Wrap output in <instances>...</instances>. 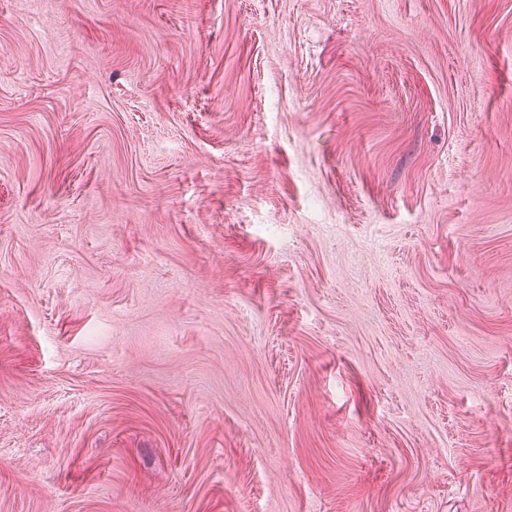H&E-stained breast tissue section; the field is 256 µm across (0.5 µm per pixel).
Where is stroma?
Here are the masks:
<instances>
[{"mask_svg":"<svg viewBox=\"0 0 512 512\" xmlns=\"http://www.w3.org/2000/svg\"><path fill=\"white\" fill-rule=\"evenodd\" d=\"M0 512H512V0H0Z\"/></svg>","mask_w":512,"mask_h":512,"instance_id":"obj_1","label":"stroma"}]
</instances>
